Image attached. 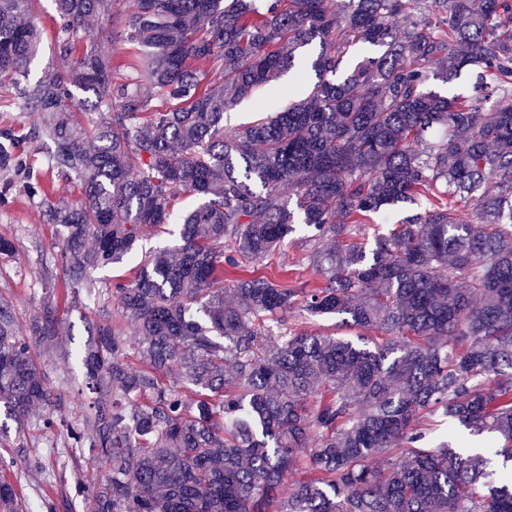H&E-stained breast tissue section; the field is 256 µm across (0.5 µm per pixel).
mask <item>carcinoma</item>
<instances>
[{"label": "carcinoma", "instance_id": "obj_1", "mask_svg": "<svg viewBox=\"0 0 512 512\" xmlns=\"http://www.w3.org/2000/svg\"><path fill=\"white\" fill-rule=\"evenodd\" d=\"M30 2L0 0V79L36 114L27 140L80 195L55 196L4 127L0 203L36 200L59 229L64 303L105 293L117 308L82 349L94 397L73 424L32 352L58 336L57 306L34 308L22 334L0 300V415L20 433L41 406L45 429L108 464L92 490L74 484L90 512H512V470L429 432L446 418L512 463V0H133L121 83L87 27L117 0H55L62 67L35 82ZM425 12L435 21L398 24ZM202 60L222 80L191 68ZM287 70L315 78L308 97L264 102L267 115L224 134V112ZM463 78L470 97L426 88ZM185 195L200 203L179 217V248L107 290L88 277L135 256ZM421 199L369 252L311 251L314 288L224 287V267L267 257L296 224L347 238L367 214ZM296 307L344 315L371 344L273 334L267 317ZM0 512H20L6 481Z\"/></svg>", "mask_w": 512, "mask_h": 512}]
</instances>
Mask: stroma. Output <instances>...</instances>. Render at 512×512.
<instances>
[{
  "instance_id": "obj_1",
  "label": "stroma",
  "mask_w": 512,
  "mask_h": 512,
  "mask_svg": "<svg viewBox=\"0 0 512 512\" xmlns=\"http://www.w3.org/2000/svg\"><path fill=\"white\" fill-rule=\"evenodd\" d=\"M130 0H119L111 20L91 21L92 29L107 32L105 49L114 57L112 79L124 81L126 67L133 52L125 39V20ZM32 11L42 28L37 55L30 64L32 78H39L59 66L55 51L56 17L54 0H33ZM0 234L12 243L9 255H0V298L14 309L18 329H25L28 315L35 306L53 303V285L62 283L64 274L55 264L59 235L54 225L45 223L36 203L18 196L9 204L0 205ZM333 247L334 239L313 242L305 225H296L294 232L263 260L251 263L249 276L264 277L291 288H312L320 277L308 265L307 254L314 245ZM113 300L91 298L75 309H58L59 342L35 350L37 361L55 392L62 394L65 413L77 419L80 406L78 392L84 385V368L78 353L88 338V326L103 309L112 308ZM42 408L31 413L29 425L19 445L0 447V480L10 482L21 498L23 512H41L43 498H55L67 490L74 479L93 486L109 475L107 467L94 462L87 448H67L59 432L43 429Z\"/></svg>"
}]
</instances>
